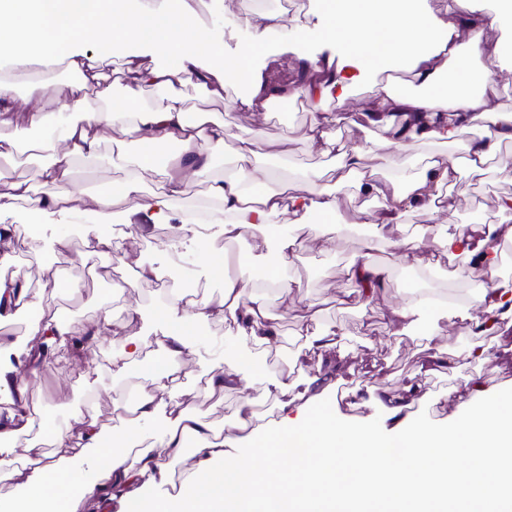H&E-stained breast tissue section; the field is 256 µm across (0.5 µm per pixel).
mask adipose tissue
Returning a JSON list of instances; mask_svg holds the SVG:
<instances>
[{
    "mask_svg": "<svg viewBox=\"0 0 512 512\" xmlns=\"http://www.w3.org/2000/svg\"><path fill=\"white\" fill-rule=\"evenodd\" d=\"M136 0H0V58L13 70L28 71L33 58L45 67L65 65L76 73L75 82L55 96V113L42 112L39 102L47 85L34 80L25 97H17L15 82L0 77V157L15 153L19 144L4 130L23 120L32 128L45 129L60 122L59 136H46L40 148L54 155V162L37 167L30 181L12 183L0 193V213L24 207L26 222L40 224L49 214L66 219L88 215L97 224L119 220L125 224L177 223L181 232L198 238L219 226L225 241L244 240L256 225L283 214L312 216L322 224L340 221V204L331 188L316 186L310 194L270 192L249 161L264 149L259 134L238 140L241 164L234 177L212 180L208 200L217 204L210 224L189 223L185 213H174V201L186 198L194 180L211 165L210 152L223 147L227 130L216 122L189 121L179 88L192 79L211 96H223L236 83L244 94L230 100V109L263 112L276 101L300 97L309 102L307 139L322 154L336 159V182H348L378 202L377 214L358 209L353 221L377 222L378 231L366 233L363 261L349 265L354 283L349 295L372 302L382 270L367 258L391 246L410 265L422 263L421 241L402 235L405 216L412 211L433 215L439 210L443 190L457 182L460 167L483 171L502 143L512 141V114L496 106L497 82L492 68L479 66L481 58L512 69V45L487 42L485 28L512 23V0H496L487 9L485 0H454L461 13L456 22L438 18L428 0H322L316 33L336 50V66L317 71L312 59L300 58L301 78L289 86L268 80L255 64L263 55L273 30L301 33L297 19L285 14H265L255 26L249 43L238 53L225 55L222 44L197 34L195 0H176L175 8L136 7ZM96 36L91 54L62 53L59 42L80 41L85 33ZM140 44L163 65L140 69L130 45ZM124 54L125 64L136 78L122 94L112 95L100 85L102 69L112 56ZM223 57L222 69L207 67V60ZM371 83L369 119L381 126L382 136L346 147L327 130V111L332 103L345 102L352 87ZM150 84L167 92L162 107L141 103V87ZM100 103L92 105L90 94ZM485 122L483 134L469 137L474 120ZM122 126L135 136L138 153L125 161V177L113 194L96 199L86 211L67 188V165L98 154L105 133ZM465 142L463 159L453 158L448 146ZM438 145L419 175L407 180L378 179L367 170L364 156L387 151L399 153L409 145ZM177 155H168L170 147ZM162 174L159 191L144 195L145 184ZM135 197L137 210L116 214L113 196ZM311 225H294L292 233H276L275 250L267 260V279L279 297L295 298L301 283L285 270L298 250L302 235ZM512 237V227L474 224L469 232L439 229V260L455 263L454 274L493 278L468 303V317L476 327L497 332L512 317V285L499 280V241ZM26 300L38 315L27 329L25 352L33 367H41L47 348L73 336L103 335L110 325L101 316L93 325H72L43 313L41 296L29 297L17 277H0V304ZM169 325L154 342L161 354L148 368V387L142 388L137 414L118 432L99 429L93 412L73 415L65 430H34L22 412L0 414V464L19 490L17 512H78L89 498L107 512L115 498L127 495L138 483H149L162 473L160 457L179 458L186 445H194L198 458L193 473L177 495L143 499L141 512H254L257 505L277 512H451L465 501L468 512H512V499L501 493L502 464L512 458V392L491 395L477 380L468 381L459 395L460 415L447 427H435L405 416L406 400L392 393L372 397V404L395 420L396 432L386 439L368 423L345 425L318 408L314 398L289 409L281 402L275 419L264 420L246 396L248 381L261 369L249 361L252 350H268L279 340L278 317L260 286L249 280L225 277L220 302L189 300L173 290L158 309ZM232 320L246 353L212 366L206 385L211 392H241L236 412L216 432L178 402H165L178 379L174 364L197 343L186 320ZM297 357L309 351L332 355L336 334L318 327V313L306 310L297 320ZM156 421L160 439L145 445L143 422ZM252 442L251 450L225 451L226 436ZM25 446H18L19 437ZM52 443L74 449L71 458L47 455L42 446ZM453 484L451 493L439 492L442 482Z\"/></svg>",
    "mask_w": 512,
    "mask_h": 512,
    "instance_id": "obj_1",
    "label": "adipose tissue"
}]
</instances>
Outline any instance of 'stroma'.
I'll return each instance as SVG.
<instances>
[{
  "instance_id": "35a3bbf8",
  "label": "stroma",
  "mask_w": 512,
  "mask_h": 512,
  "mask_svg": "<svg viewBox=\"0 0 512 512\" xmlns=\"http://www.w3.org/2000/svg\"><path fill=\"white\" fill-rule=\"evenodd\" d=\"M251 8L250 0H199V27L217 36L224 44L225 53H236L249 40L250 30L243 16ZM329 52V47L313 34H278L271 39L257 65L268 79L287 85L295 78L297 55L320 58ZM180 93L188 109L210 120L227 121L230 130L223 151L213 157L209 175L197 179L192 200H205L209 179H222L235 173L239 165L235 153L238 138L257 130L262 131L268 145L263 155L252 158L251 164L267 171L269 190L291 186L297 192H308L310 185L302 180L301 174L309 169L320 170L324 184L336 186L335 159L321 155L306 139L307 107L291 109L285 118L275 112L263 116L244 109L228 110V99L238 94L234 88L227 89L224 98L215 99L208 97L195 83L187 82L181 86ZM370 96L371 88L364 84L345 103L333 105L328 114L329 134L349 146L376 134L377 126L371 125L365 116ZM8 132L28 146L29 151L0 158V191L6 190L11 182L26 179L47 160L46 155L33 149L43 136L41 130L19 125L9 127ZM135 149L133 138L120 127H113L96 157L71 162L70 189L86 197L111 191L124 176L117 157L132 156ZM494 163L495 170L481 177L461 171L459 178L466 185L465 193L451 192L436 220H429L420 212L410 213L404 223L407 235L427 236L434 224L453 227L498 222L512 225V213L499 211L496 205L499 196L512 195V176L496 172L498 166H512V143L501 147ZM94 231L92 224L65 223L52 214L45 217L40 231L21 236L9 248L0 250V275L10 267L21 268V279L30 294H37L46 280L55 277L80 283L79 294L45 298V307L66 314L70 322L86 326L104 314L112 320L109 334L101 337L92 350L63 347L60 358L34 370L29 368L19 347L27 325L24 311H0V346L5 349L0 356L14 368L18 382L25 389L28 409L52 428L64 427L75 410L91 409L104 429L120 430L128 404L137 399L141 387L147 386L144 367L133 366L119 372L113 365L126 337L160 336L167 330L156 312L162 290L153 281L137 283L139 264L150 263L160 268L172 288L188 284L192 287L193 298L207 297L216 301L223 284L211 268L212 260L227 253L234 255L252 250V260L245 266L234 267L233 273L257 281L264 275L263 263L273 244L264 226L251 231L241 242L225 243L215 231L185 248L175 244L177 231L172 226L148 225L137 231L128 224L112 223L105 225L104 231L119 243L123 252L114 263L102 255H87L84 241ZM63 237L70 242L65 249L57 245L58 239ZM359 253V233H341L332 224L320 226L317 239L304 243L298 250L291 271L303 285L302 303L314 304L321 312V326L338 333L336 364L339 374L334 387L323 383L311 386L307 383L308 376L327 369V362L312 355L302 368L287 365V358L296 350L294 330L299 309L294 305L285 306L280 299H272L271 308L280 316V340L278 347L263 355L264 368L254 378L251 393L257 398L258 413L268 419L276 417L273 402L261 399L260 393L270 380L279 376L288 383L287 397L311 391L321 396L323 405L337 420L348 424L367 421L383 431L390 428L384 412L368 403L371 393L378 390L401 394L412 380H420L424 395L413 399L411 417L436 426L447 425L458 417L454 389L470 377H480L489 390L512 391V327L504 329L502 335L484 337L489 355L469 359L461 355L463 345L471 339L470 323L463 316V307L475 292L473 281L449 274L442 265L408 266L401 262L398 251L385 248L372 255L373 262L385 268L386 275L377 300L366 305L347 297L351 283L346 266L357 259ZM422 287L446 296L447 306L440 318L418 312L406 330L392 334L384 315L386 307L417 309L418 290ZM132 306L138 308L140 316L131 323L127 320V310ZM434 320L441 327L437 345L453 354L454 359L448 368L422 377L418 368L427 355L424 334ZM193 330L200 341L192 352L182 357L179 363L182 383L171 398L184 403L219 429L235 411L240 395L229 391L223 400H216L206 390L207 373L213 364L241 355L242 350L232 322L197 323Z\"/></svg>"
}]
</instances>
